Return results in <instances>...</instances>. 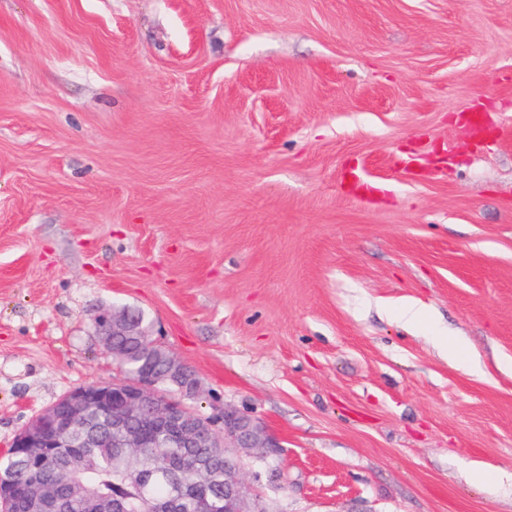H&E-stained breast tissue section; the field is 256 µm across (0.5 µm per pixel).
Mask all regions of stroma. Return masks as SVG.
<instances>
[{
    "label": "stroma",
    "instance_id": "35a3bbf8",
    "mask_svg": "<svg viewBox=\"0 0 512 512\" xmlns=\"http://www.w3.org/2000/svg\"><path fill=\"white\" fill-rule=\"evenodd\" d=\"M124 306L269 512H512V0H0V455ZM434 343L450 360L464 362L470 371H480L479 360L466 353L462 340L457 336H434Z\"/></svg>",
    "mask_w": 512,
    "mask_h": 512
}]
</instances>
